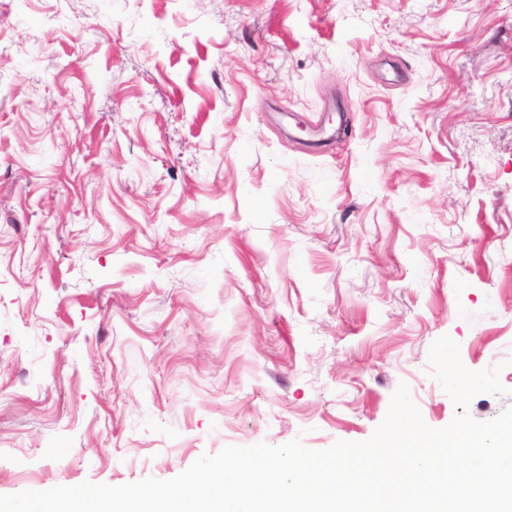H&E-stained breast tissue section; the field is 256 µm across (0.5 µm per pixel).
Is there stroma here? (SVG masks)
<instances>
[{
  "label": "stroma",
  "mask_w": 512,
  "mask_h": 512,
  "mask_svg": "<svg viewBox=\"0 0 512 512\" xmlns=\"http://www.w3.org/2000/svg\"><path fill=\"white\" fill-rule=\"evenodd\" d=\"M512 407V0H0V495Z\"/></svg>",
  "instance_id": "1"
}]
</instances>
